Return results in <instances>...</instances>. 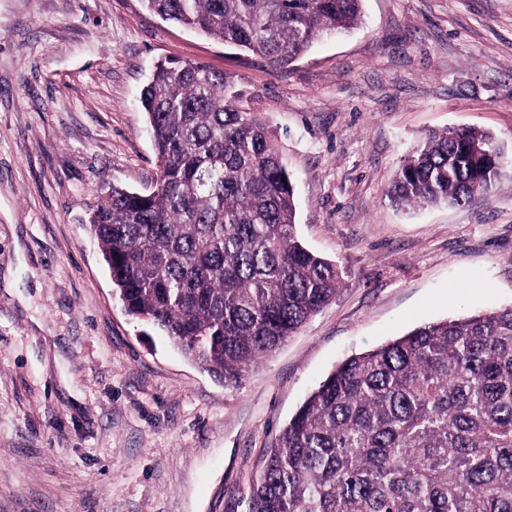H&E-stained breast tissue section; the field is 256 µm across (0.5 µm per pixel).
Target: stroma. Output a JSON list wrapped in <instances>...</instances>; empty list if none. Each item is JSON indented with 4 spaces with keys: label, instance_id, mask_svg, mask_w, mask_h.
I'll return each instance as SVG.
<instances>
[{
    "label": "stroma",
    "instance_id": "1",
    "mask_svg": "<svg viewBox=\"0 0 512 512\" xmlns=\"http://www.w3.org/2000/svg\"><path fill=\"white\" fill-rule=\"evenodd\" d=\"M287 68L142 0H0V512H249L264 453L343 360L512 305V164L462 206L387 191L432 132L512 157V0H363ZM161 60L231 74L275 132L296 231L335 299L236 385L130 316L86 224L159 173L140 91Z\"/></svg>",
    "mask_w": 512,
    "mask_h": 512
}]
</instances>
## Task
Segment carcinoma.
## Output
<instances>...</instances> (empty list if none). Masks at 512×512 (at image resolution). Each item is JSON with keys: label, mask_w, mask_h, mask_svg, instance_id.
Listing matches in <instances>:
<instances>
[{"label": "carcinoma", "mask_w": 512, "mask_h": 512, "mask_svg": "<svg viewBox=\"0 0 512 512\" xmlns=\"http://www.w3.org/2000/svg\"><path fill=\"white\" fill-rule=\"evenodd\" d=\"M143 2L277 69L355 28L362 0ZM244 97L202 62H157L140 103L159 181L114 187L88 215L129 315L226 385L342 284L298 238L291 175ZM503 164L487 132H434L390 199L461 205ZM249 512H512V306L425 323L338 364L266 450Z\"/></svg>", "instance_id": "carcinoma-1"}]
</instances>
